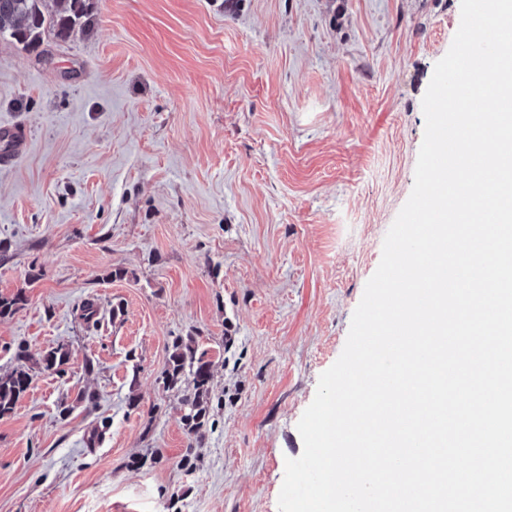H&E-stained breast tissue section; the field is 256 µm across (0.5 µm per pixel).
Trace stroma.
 I'll return each mask as SVG.
<instances>
[{"label": "stroma", "instance_id": "1", "mask_svg": "<svg viewBox=\"0 0 512 512\" xmlns=\"http://www.w3.org/2000/svg\"><path fill=\"white\" fill-rule=\"evenodd\" d=\"M460 6L94 0L68 42L0 43V128L26 139L0 151V294L27 296L0 373L20 344L69 352L0 418V512H279ZM190 335L213 363L196 448L161 380Z\"/></svg>", "mask_w": 512, "mask_h": 512}]
</instances>
